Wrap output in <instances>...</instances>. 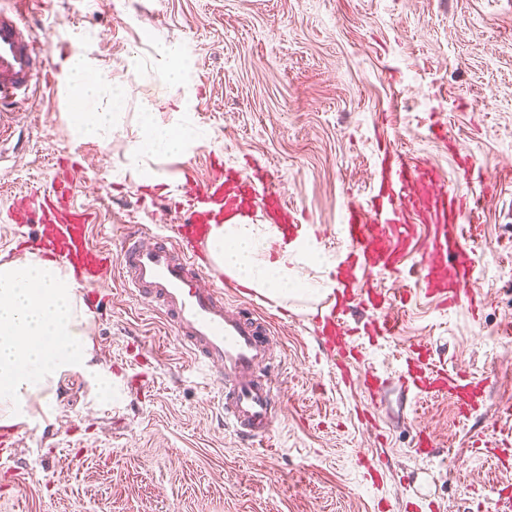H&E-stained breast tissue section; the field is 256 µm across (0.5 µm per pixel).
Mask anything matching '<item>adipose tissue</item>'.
Listing matches in <instances>:
<instances>
[{
  "mask_svg": "<svg viewBox=\"0 0 512 512\" xmlns=\"http://www.w3.org/2000/svg\"><path fill=\"white\" fill-rule=\"evenodd\" d=\"M67 70L73 135L105 140L121 105L117 89L84 55L73 56ZM189 108L180 102L165 125L144 113L148 136L130 148L132 164L150 154L187 155L201 138L186 119ZM207 246L214 264L239 286L274 300L287 298L289 286L298 284L299 267L320 262L311 247L287 243L278 231L242 216L212 225ZM91 348L88 317L57 263L28 256L0 263V425L25 421L29 401L48 394L61 374L95 372Z\"/></svg>",
  "mask_w": 512,
  "mask_h": 512,
  "instance_id": "ef3b65f1",
  "label": "adipose tissue"
}]
</instances>
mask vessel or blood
<instances>
[{"mask_svg": "<svg viewBox=\"0 0 512 512\" xmlns=\"http://www.w3.org/2000/svg\"><path fill=\"white\" fill-rule=\"evenodd\" d=\"M47 53V44L35 38L17 10L0 9V107L19 103L36 84L55 78ZM427 175L417 156L381 147L368 201L353 200L346 206L329 269L336 286L313 317L318 333L342 359L352 355L349 337L375 341L397 335L400 328L390 293L370 286L373 274L415 278L418 288L443 309L477 297V268L467 245L480 235L484 195L474 186L464 195L441 187L424 201L429 237L419 248H412L406 205L414 201L416 186ZM69 193L70 185L65 182L51 194L24 200L13 210L12 223L24 225L30 213L39 212L42 223L50 227L41 237L42 253L72 269L83 287H101L113 267H120L123 288L163 316L192 361L214 369L224 389L225 429L244 440L270 437L283 409L275 382L269 376L260 377L259 372H269L274 366L273 324L256 300L235 312L225 305L224 289L217 282L220 271L208 265L203 249L209 212L195 203L186 209L182 226L190 232L191 245L133 225L116 255L110 247L94 243L96 217L69 205ZM203 197L222 201L229 216L282 212L288 217L284 230L289 241L317 235L315 225L306 223L302 212L288 205L272 184L257 185L249 173H240L235 186L229 188L219 180H209ZM357 296L373 317L353 326L346 312ZM399 377L418 403L446 395L467 415L484 402L481 381L429 360L405 358Z\"/></svg>", "mask_w": 512, "mask_h": 512, "instance_id": "vessel-or-blood-1", "label": "vessel or blood"}]
</instances>
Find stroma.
Segmentation results:
<instances>
[{
	"instance_id": "35a3bbf8",
	"label": "stroma",
	"mask_w": 512,
	"mask_h": 512,
	"mask_svg": "<svg viewBox=\"0 0 512 512\" xmlns=\"http://www.w3.org/2000/svg\"><path fill=\"white\" fill-rule=\"evenodd\" d=\"M22 19L68 45L57 72L86 55L123 104L104 142L71 134L65 82L15 108V136L0 143V262L15 256L16 199L64 176L73 205L96 215L94 242L115 249L129 224L174 235L169 189L234 169L277 184L331 256L348 201L369 196L380 140L448 183L472 156L488 197L471 251L483 303L397 304L401 331L370 358L386 379L374 430L360 419L374 400L361 381L339 382L313 333L317 297L279 306L285 416L251 446L225 431L211 370L119 277L78 294L112 395L98 393L99 375L68 372L31 401L28 422L0 426V512H512V0H28ZM161 38L191 46L188 86L160 84ZM187 95L202 143L131 167L143 112L169 123ZM149 169L162 185H145ZM421 338L434 361L484 380L479 410L460 416L443 396L412 406L396 370ZM422 430L434 438L425 455ZM366 459L378 485L362 478Z\"/></svg>"
}]
</instances>
